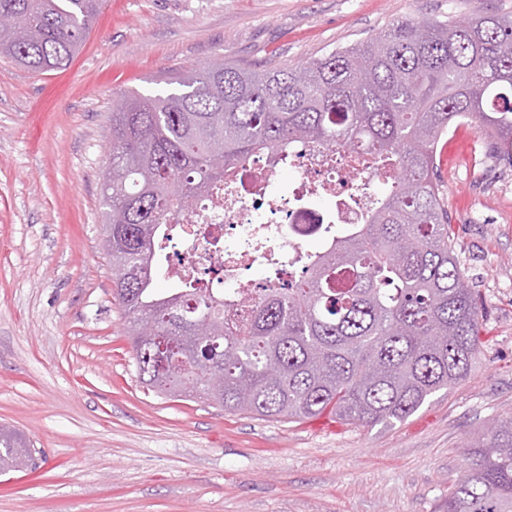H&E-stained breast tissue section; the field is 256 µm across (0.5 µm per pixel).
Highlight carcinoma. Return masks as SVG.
Masks as SVG:
<instances>
[{
  "mask_svg": "<svg viewBox=\"0 0 512 512\" xmlns=\"http://www.w3.org/2000/svg\"><path fill=\"white\" fill-rule=\"evenodd\" d=\"M103 0H0V55L33 73L78 53ZM177 89L112 104L102 175L113 298L140 383L265 418L329 414L391 425L466 379L488 342L484 304L460 263L436 180V147L472 119L512 164V16L407 20L363 44L292 67L215 62ZM303 145L349 151L379 173L363 223L323 228L292 287L267 280L250 319L238 298L167 280L158 237L224 177ZM181 186L172 196L168 187ZM446 512H512V419L467 450ZM0 427V472L29 461Z\"/></svg>",
  "mask_w": 512,
  "mask_h": 512,
  "instance_id": "1",
  "label": "carcinoma"
}]
</instances>
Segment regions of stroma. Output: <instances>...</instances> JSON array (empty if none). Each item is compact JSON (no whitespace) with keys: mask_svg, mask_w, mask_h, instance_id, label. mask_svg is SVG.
Instances as JSON below:
<instances>
[{"mask_svg":"<svg viewBox=\"0 0 512 512\" xmlns=\"http://www.w3.org/2000/svg\"><path fill=\"white\" fill-rule=\"evenodd\" d=\"M477 13L512 16V0H105L66 70L0 56V426L31 449L0 475V512H442L470 442L512 418V165L469 173L473 124L440 144L437 178L489 341L465 381L390 426L143 388L102 248L99 172L122 95Z\"/></svg>","mask_w":512,"mask_h":512,"instance_id":"35a3bbf8","label":"stroma"}]
</instances>
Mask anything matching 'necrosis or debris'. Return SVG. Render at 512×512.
Masks as SVG:
<instances>
[{"label": "necrosis or debris", "instance_id": "1", "mask_svg": "<svg viewBox=\"0 0 512 512\" xmlns=\"http://www.w3.org/2000/svg\"><path fill=\"white\" fill-rule=\"evenodd\" d=\"M379 177L349 156L326 157L303 148L289 165L260 158L221 194L201 198L172 233L166 273L172 283L214 275L245 301L258 296L257 270L297 278L305 267L304 243L316 224L360 223ZM330 209H322V199Z\"/></svg>", "mask_w": 512, "mask_h": 512}]
</instances>
